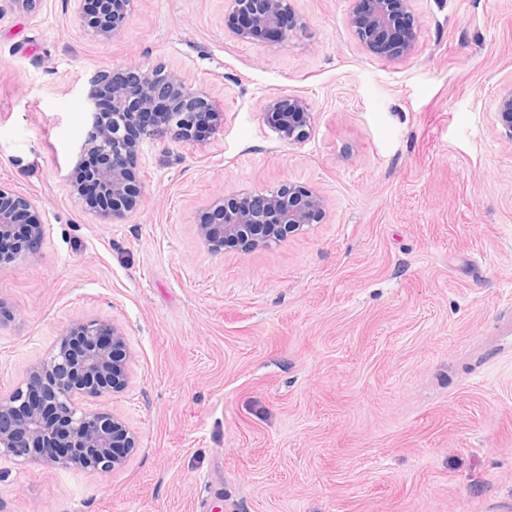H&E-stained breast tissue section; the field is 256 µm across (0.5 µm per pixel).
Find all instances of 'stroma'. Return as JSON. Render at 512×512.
Returning a JSON list of instances; mask_svg holds the SVG:
<instances>
[{
    "mask_svg": "<svg viewBox=\"0 0 512 512\" xmlns=\"http://www.w3.org/2000/svg\"><path fill=\"white\" fill-rule=\"evenodd\" d=\"M282 47L224 29V0H137L86 36L73 0H0V182L40 209L37 251L0 266V393L78 321L133 354L106 400L138 434L111 474L0 460V512H512V0H415L417 48L388 61L351 0H292ZM138 65L206 88L200 142L146 140L140 208L99 223L73 193L81 93ZM299 95L280 140L265 102ZM292 181L320 223L215 253L217 194ZM497 118L501 126L499 131L501 140L512 146V85L503 88L499 94ZM264 117L278 137L288 144L301 143L312 129V108L302 96L283 94L263 106Z\"/></svg>",
    "mask_w": 512,
    "mask_h": 512,
    "instance_id": "1",
    "label": "stroma"
}]
</instances>
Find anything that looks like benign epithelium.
Here are the masks:
<instances>
[{
  "label": "benign epithelium",
  "mask_w": 512,
  "mask_h": 512,
  "mask_svg": "<svg viewBox=\"0 0 512 512\" xmlns=\"http://www.w3.org/2000/svg\"><path fill=\"white\" fill-rule=\"evenodd\" d=\"M81 26L99 40L119 33V24L136 0H74ZM291 0H225L224 25L239 41L262 39L283 46L302 28ZM414 0H354L346 26L381 58L397 60L416 46ZM112 110L104 112L101 98ZM85 135L79 155L90 151L100 162L86 174L75 166L71 185L98 197L97 216L116 224L133 211L142 195L131 162L145 140L196 141L216 126L220 112L208 92L187 84L162 67L128 66L94 72L85 89ZM264 117L278 137L302 142L312 129V108L302 96L283 94L266 101ZM499 136L512 146V85L499 94ZM328 206L312 187L283 184L274 190L245 189L214 197L197 220L202 243L214 252L251 250L299 233L317 223ZM39 209L0 184V239L18 244L9 261L26 259L43 236ZM133 356L124 331L100 320L72 324L51 355L33 365L27 380L0 395V458L40 462L48 467L78 468L109 474L121 469L137 448L136 432L118 415L79 406L126 389ZM55 448L51 457L36 452Z\"/></svg>",
  "instance_id": "1"
}]
</instances>
